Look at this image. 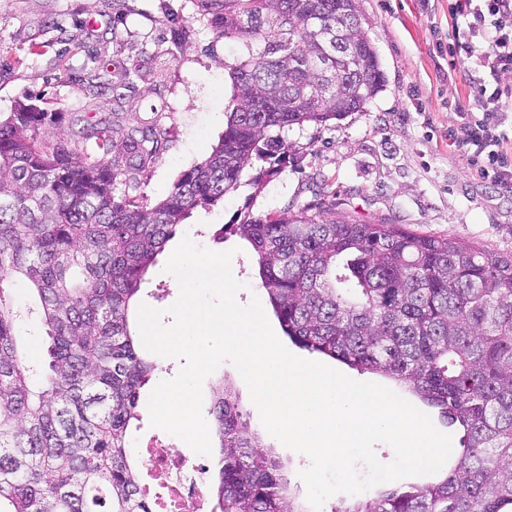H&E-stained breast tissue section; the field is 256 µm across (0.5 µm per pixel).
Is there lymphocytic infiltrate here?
Listing matches in <instances>:
<instances>
[{
  "label": "lymphocytic infiltrate",
  "instance_id": "1",
  "mask_svg": "<svg viewBox=\"0 0 512 512\" xmlns=\"http://www.w3.org/2000/svg\"><path fill=\"white\" fill-rule=\"evenodd\" d=\"M449 11V55H465L477 66L471 93L449 106L466 130L462 145L481 160L485 175L512 183V155L501 149L512 137L504 128L512 87L501 83L503 74L512 73V0H451Z\"/></svg>",
  "mask_w": 512,
  "mask_h": 512
}]
</instances>
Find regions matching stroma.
Here are the masks:
<instances>
[{
	"mask_svg": "<svg viewBox=\"0 0 512 512\" xmlns=\"http://www.w3.org/2000/svg\"><path fill=\"white\" fill-rule=\"evenodd\" d=\"M385 86L365 108L285 133L288 163L261 188L240 187L174 228L149 268L139 303L165 310L178 293L166 262L183 238L201 249L233 251L232 271L248 304L263 297L250 244L212 239L236 214H276L314 207L332 191L337 217L388 221L423 234L456 238L492 256L512 255V184L481 177L461 120L448 106L470 91L472 59L448 56L453 20L448 0H360ZM236 43L219 38L193 0H0V115L32 99L48 112L107 116L115 98L144 123L161 120L166 144L139 173L133 196L156 203L180 174L207 158L224 133L232 105L225 69ZM221 381L235 391L248 430L266 436L237 369L222 364L203 385L211 407Z\"/></svg>",
	"mask_w": 512,
	"mask_h": 512,
	"instance_id": "obj_1",
	"label": "stroma"
}]
</instances>
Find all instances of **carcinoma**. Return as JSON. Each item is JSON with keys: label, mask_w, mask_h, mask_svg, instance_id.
<instances>
[{"label": "carcinoma", "mask_w": 512, "mask_h": 512, "mask_svg": "<svg viewBox=\"0 0 512 512\" xmlns=\"http://www.w3.org/2000/svg\"><path fill=\"white\" fill-rule=\"evenodd\" d=\"M240 52L233 108L212 153L155 204L114 194L162 146L158 127L114 112L80 139L21 103L0 120V512H154L128 431L157 364L129 317L143 277L199 208L283 171L282 133L364 108L385 74L359 0H194ZM266 168L243 180L254 163ZM254 251L261 286L298 347L383 375L463 430L438 481L400 485L334 512H512V257L401 224L301 209L243 215L214 234ZM33 299L14 304L12 285ZM36 314L46 359L33 368L17 329ZM221 467L211 512H302L279 463L248 431L231 387L210 408Z\"/></svg>", "instance_id": "obj_1"}]
</instances>
